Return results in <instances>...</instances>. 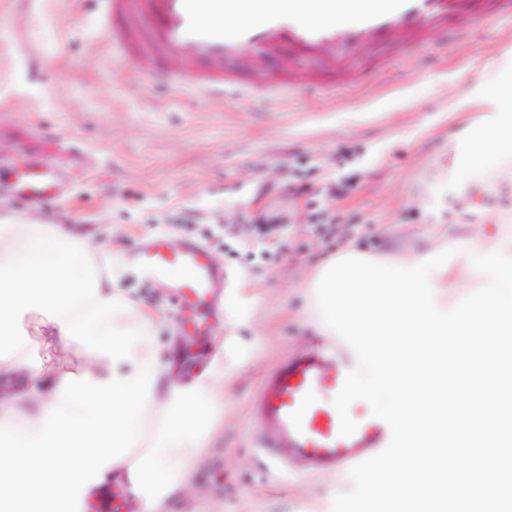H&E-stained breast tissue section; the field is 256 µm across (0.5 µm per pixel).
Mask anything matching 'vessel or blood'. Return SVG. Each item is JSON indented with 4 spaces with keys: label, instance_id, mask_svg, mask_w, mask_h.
I'll return each instance as SVG.
<instances>
[{
    "label": "vessel or blood",
    "instance_id": "obj_1",
    "mask_svg": "<svg viewBox=\"0 0 512 512\" xmlns=\"http://www.w3.org/2000/svg\"><path fill=\"white\" fill-rule=\"evenodd\" d=\"M241 2L100 0L112 19L105 36L113 55L131 63L142 83L161 77L177 89L225 97L246 93L244 83L224 70L225 61L246 49L260 55L288 51L329 78L344 79L376 45L394 38L421 44L464 23L475 5H482L488 18L512 21V0H249L245 20L238 17ZM339 12L351 14V21H335ZM189 59L206 62L207 70L185 72L182 65ZM2 189L32 206L57 200L62 192L58 170L39 160L20 169L0 168ZM122 259L169 287L182 334L202 345L215 290L224 280L208 248L155 234ZM356 367L342 340L300 353L267 376L255 404L264 429L261 447L278 469L333 473L386 448L391 429L369 410L355 416L353 435L340 434L333 400Z\"/></svg>",
    "mask_w": 512,
    "mask_h": 512
}]
</instances>
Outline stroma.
Wrapping results in <instances>:
<instances>
[{
  "mask_svg": "<svg viewBox=\"0 0 512 512\" xmlns=\"http://www.w3.org/2000/svg\"><path fill=\"white\" fill-rule=\"evenodd\" d=\"M107 23L97 0H0V166L38 159L70 186L37 209L4 192L0 208L75 225L91 247L115 254L156 231L182 238L163 222L174 212L211 225L206 245L231 279L209 357L177 376L195 382L221 367L228 381L196 485L170 512H332L349 473H277L259 446L254 396L268 372L319 341L306 284L344 250L390 260L425 247L439 224L512 226V176L489 188L457 182L456 138L482 113L450 110L454 93L496 79L512 23L479 17L466 36L412 50L388 41L367 56L366 77L334 89L301 59L249 52L227 69L273 90L224 100L142 84L105 54ZM299 164L322 205L359 214L345 241L316 232L289 199ZM335 181L349 184L346 196L323 194ZM265 204L288 213V248L273 260L243 222ZM112 285L155 316L157 347L181 352L162 285L117 264Z\"/></svg>",
  "mask_w": 512,
  "mask_h": 512,
  "instance_id": "35a3bbf8",
  "label": "stroma"
}]
</instances>
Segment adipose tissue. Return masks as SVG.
<instances>
[{
	"instance_id": "obj_1",
	"label": "adipose tissue",
	"mask_w": 512,
	"mask_h": 512,
	"mask_svg": "<svg viewBox=\"0 0 512 512\" xmlns=\"http://www.w3.org/2000/svg\"><path fill=\"white\" fill-rule=\"evenodd\" d=\"M457 107L492 110L455 154L466 184H481L512 161V66L480 92L463 95ZM432 239L437 250L465 248L446 271L428 275L452 305L491 281L471 271L468 253L499 248L512 256V234L498 225L465 237L439 229ZM111 263L71 225L0 216V337L35 311L46 345L81 339L89 354L77 368L50 356L33 367L18 340L0 356L6 413L28 424L0 454V512H49L71 498L97 496L106 476L131 486L141 512H167L170 499L194 482L224 379L216 374L186 390L175 386L172 359L152 342V316L113 288L104 275Z\"/></svg>"
}]
</instances>
